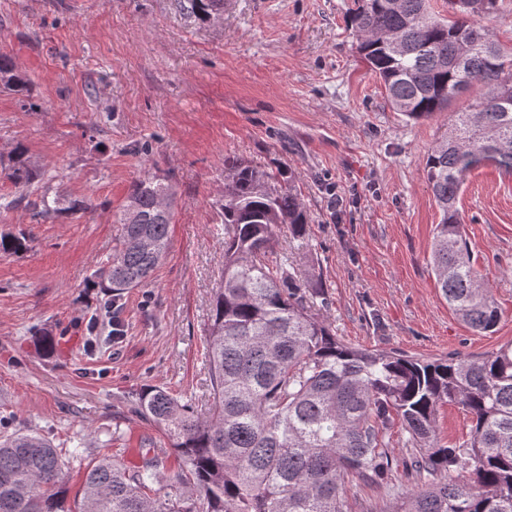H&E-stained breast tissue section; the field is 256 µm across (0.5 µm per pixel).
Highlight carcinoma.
<instances>
[{"label": "carcinoma", "instance_id": "obj_1", "mask_svg": "<svg viewBox=\"0 0 512 512\" xmlns=\"http://www.w3.org/2000/svg\"><path fill=\"white\" fill-rule=\"evenodd\" d=\"M178 2L207 20L221 0ZM349 23L393 111L420 120L478 93L428 150L425 170L441 214L430 256L438 288L462 322L489 333L501 312L474 268L458 202L472 170L512 172V54L469 18L440 17L429 0H357ZM389 33L400 47L383 39ZM0 87L22 96L29 89L3 54ZM224 172V273L206 331L207 410L160 386L142 388L131 412L162 429L169 448L154 449L135 469L102 457L86 469L73 509L67 456L34 430L3 433L0 512H353L350 480L388 485L387 438L396 426L415 449L418 486L395 512H512V346L425 360L345 344L319 318L325 288L308 287V274L274 259L282 238L307 237L295 187L284 185L283 172L241 160L224 163ZM6 177L23 192L0 197V208L24 206L38 224L89 208L48 187L30 191L34 171L21 146ZM162 197H174L167 177L132 182L112 260L95 271L93 285L113 297L148 286L169 247L172 212L160 208ZM139 236L153 249L133 247ZM443 404L461 407L471 423L454 447L437 440ZM171 452L180 463L166 472ZM163 480L169 491L160 497L152 486Z\"/></svg>", "mask_w": 512, "mask_h": 512}]
</instances>
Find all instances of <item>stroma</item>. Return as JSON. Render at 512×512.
<instances>
[{"label":"stroma","mask_w":512,"mask_h":512,"mask_svg":"<svg viewBox=\"0 0 512 512\" xmlns=\"http://www.w3.org/2000/svg\"><path fill=\"white\" fill-rule=\"evenodd\" d=\"M354 6L223 0L203 21L177 0H0V53L30 81L25 99L0 90V161L23 146L51 191L90 204L49 224L0 208V236L26 241L0 255V431L30 428L79 449L70 494L102 455L136 467L148 449L167 446L130 411L141 388L208 398L225 160L292 172L312 218L309 246L277 253L315 271L329 296L320 316L344 342L424 359L512 345L511 173L473 170L458 204L475 266L502 311L493 332L456 318L430 264L440 213L426 155L476 96L428 119L394 112L357 52ZM154 173L176 192L167 255L148 286L113 301L89 281L112 257L131 182ZM109 300L123 327L116 345L108 324L89 331ZM389 452L392 491L352 481L354 512H392L416 488L400 429Z\"/></svg>","instance_id":"35a3bbf8"}]
</instances>
